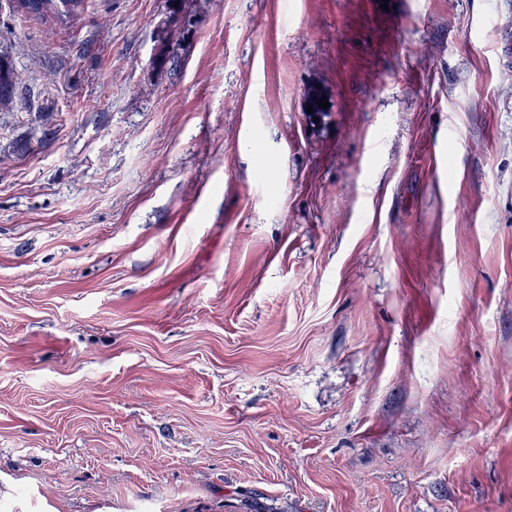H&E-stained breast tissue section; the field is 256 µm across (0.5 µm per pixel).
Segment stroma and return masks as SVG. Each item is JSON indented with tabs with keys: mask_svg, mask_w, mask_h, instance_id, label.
<instances>
[{
	"mask_svg": "<svg viewBox=\"0 0 512 512\" xmlns=\"http://www.w3.org/2000/svg\"><path fill=\"white\" fill-rule=\"evenodd\" d=\"M188 10L0 0V512H512V0ZM14 8L17 11L35 15H54L58 19H67L79 11L82 0H16ZM17 75L0 60V111L9 112L14 109L13 88Z\"/></svg>",
	"mask_w": 512,
	"mask_h": 512,
	"instance_id": "obj_1",
	"label": "stroma"
}]
</instances>
